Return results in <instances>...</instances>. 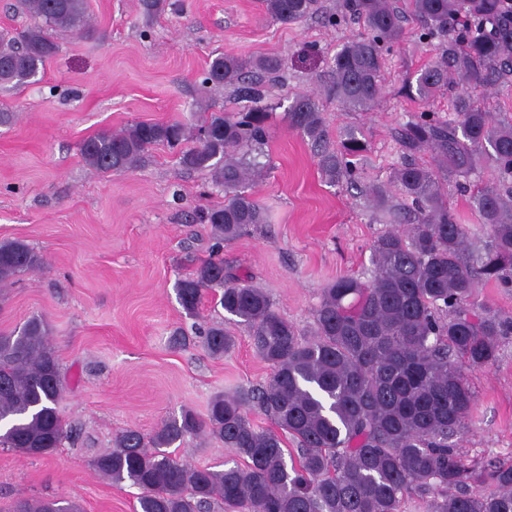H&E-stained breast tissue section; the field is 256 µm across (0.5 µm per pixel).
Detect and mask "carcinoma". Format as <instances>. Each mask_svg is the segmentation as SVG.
<instances>
[{
	"mask_svg": "<svg viewBox=\"0 0 512 512\" xmlns=\"http://www.w3.org/2000/svg\"><path fill=\"white\" fill-rule=\"evenodd\" d=\"M264 14L296 25L318 0H260ZM30 24L0 33V85L22 86L58 52V32L93 31L85 0H18ZM363 31L346 41L332 64L325 98L369 111L382 94L387 55L404 41L403 16L393 0H342ZM420 37L438 42L440 57L420 72L416 93L427 100L451 84L455 118L421 112L394 131L404 162L387 185H372L368 206L391 223L371 245V276L341 275L321 288L312 330L303 335L274 309L261 288L216 256L179 280L183 310L199 313L205 293L244 326L258 358L271 368L265 384L214 395L206 413L184 408L151 437L118 433L95 460L109 481L141 490L139 512H401L405 498L426 499V512H512V465L476 462L457 443L466 428L472 392L466 372L498 358V337L512 320L477 309L479 285L512 288V121L496 122L482 88L512 75V0H409ZM282 69L276 56L214 57L202 84L224 86L248 103L240 112L214 111L200 122L134 121L101 131L80 146L88 166L102 172L134 169L158 145L182 147L179 161L207 171L224 189V205L205 210L215 246L267 224L250 187L262 179L268 141L265 78ZM288 126L308 140L322 178L354 184L365 144L354 132L331 143L320 97L295 95ZM428 154L432 163L421 160ZM494 182L470 180L483 159ZM455 182L487 229L470 251L468 229L442 192ZM43 255L27 243L0 242V285L41 269ZM207 352L222 357L234 345L224 323L199 332ZM63 379L46 322L33 316L0 334V447L25 457H49L68 438L58 414ZM258 411L274 428L251 418ZM209 436L238 458L229 465H196L168 451L187 437ZM13 512H80L50 499L17 503Z\"/></svg>",
	"mask_w": 512,
	"mask_h": 512,
	"instance_id": "obj_1",
	"label": "carcinoma"
}]
</instances>
